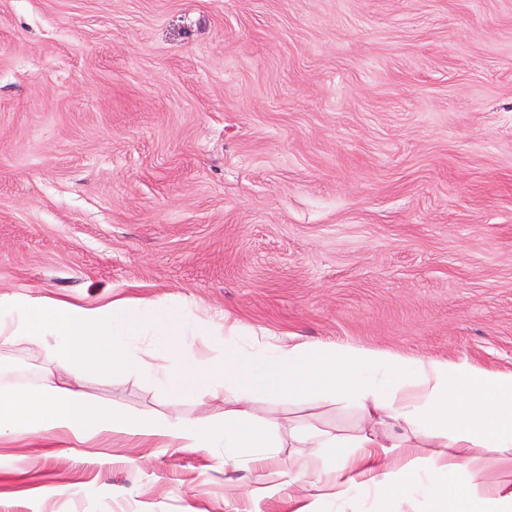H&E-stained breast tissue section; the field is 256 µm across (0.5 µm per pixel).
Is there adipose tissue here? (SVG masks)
<instances>
[{"label":"adipose tissue","instance_id":"obj_1","mask_svg":"<svg viewBox=\"0 0 512 512\" xmlns=\"http://www.w3.org/2000/svg\"><path fill=\"white\" fill-rule=\"evenodd\" d=\"M194 332L223 343L221 372L195 358L185 342ZM141 336L177 350L175 366H143L146 378L169 395L193 393L219 406V420L117 418L108 404L85 398L78 387L85 374L121 376L140 364ZM19 342L39 344L74 384L47 375L36 386L0 391V439L63 430L82 441L116 429L163 438L170 448L223 451L232 469L271 460L283 446L326 448L321 487L335 504L367 489L389 505L420 493L433 512H512V371L294 341L230 319L214 326L176 301L95 307L0 295V346ZM264 399H318L356 422L348 431L285 426L261 407ZM490 469L501 478L484 479Z\"/></svg>","mask_w":512,"mask_h":512}]
</instances>
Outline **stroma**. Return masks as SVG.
I'll return each mask as SVG.
<instances>
[{
	"label": "stroma",
	"mask_w": 512,
	"mask_h": 512,
	"mask_svg": "<svg viewBox=\"0 0 512 512\" xmlns=\"http://www.w3.org/2000/svg\"><path fill=\"white\" fill-rule=\"evenodd\" d=\"M177 300L512 371V0H0V295ZM0 347V389L36 384ZM81 389L195 419L139 370ZM348 429L336 405L268 402ZM217 452L0 442V512H289Z\"/></svg>",
	"instance_id": "1"
}]
</instances>
